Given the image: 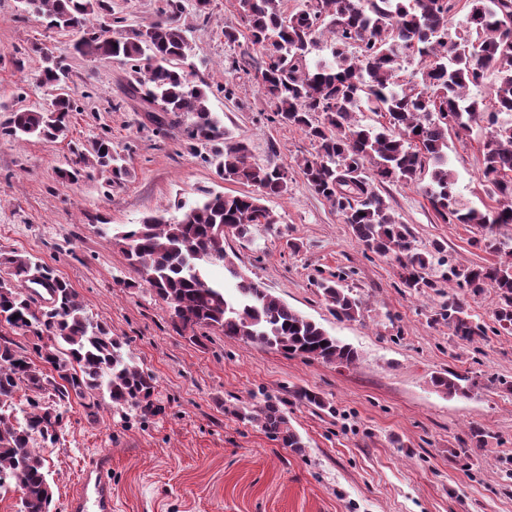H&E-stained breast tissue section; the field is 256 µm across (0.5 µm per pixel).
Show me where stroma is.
<instances>
[{"mask_svg": "<svg viewBox=\"0 0 512 512\" xmlns=\"http://www.w3.org/2000/svg\"><path fill=\"white\" fill-rule=\"evenodd\" d=\"M184 22L210 111L246 142L253 161L288 172L287 192L265 201L276 223L254 226L244 239L227 236L228 258L357 358L325 363L206 327L194 342L172 330L168 305L113 235L150 214L176 217V202L193 200L197 187L240 194L246 185L219 180L180 133H156L126 94L129 66L75 54L72 33L48 27L22 0H0V123L9 110L50 98L36 81V44L65 58L78 106L56 141L0 133V250L53 267L157 380V411L146 417L106 409L90 417L74 398L62 405L59 439L44 446L58 512H67L83 463L100 453L112 456L113 512H512V392L503 386L512 380V333L492 318L494 291L464 297L485 337L450 335L434 319L448 282L416 293L402 284L394 260L365 251L296 164L312 153L309 138L274 120L255 66L233 70L253 49L234 0H210L205 18L187 8ZM228 23L239 31L232 44L223 34ZM16 57L22 66L13 65ZM99 137L111 139L130 178L119 186L105 173L59 179L73 149L89 150ZM485 140L479 125L448 138L458 195L478 208L490 203L480 179ZM381 191L417 248L440 241L450 264L490 262L474 245L481 227L443 223L420 186L391 183ZM338 275L362 301L356 320L336 318L315 286ZM449 370L471 378L467 394L433 386V376ZM302 388L320 392L325 408L291 399ZM270 397L285 400L302 451L238 418ZM474 426L487 433L479 448L469 440Z\"/></svg>", "mask_w": 512, "mask_h": 512, "instance_id": "stroma-1", "label": "stroma"}]
</instances>
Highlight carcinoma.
<instances>
[{"instance_id": "cac0c4a2", "label": "carcinoma", "mask_w": 512, "mask_h": 512, "mask_svg": "<svg viewBox=\"0 0 512 512\" xmlns=\"http://www.w3.org/2000/svg\"><path fill=\"white\" fill-rule=\"evenodd\" d=\"M41 13L49 27L74 31V49L131 65L129 92L147 107L156 130L182 131L189 145L206 150L202 160L227 182L249 184L257 193L224 194L208 187L201 198L176 205L180 216L145 217L136 227L113 236L129 265L170 309L178 335L196 338L207 326L225 337L286 355L351 364L355 350L320 324L289 308L261 283L232 267L224 252L226 233L244 238L256 224H274L265 196L288 189L284 169L250 161L248 146L229 136L207 106L208 82L188 62L190 46L184 0H160L157 18L146 30L116 33L111 0H23ZM459 0H307L284 13L282 0H235V11L248 26L251 43L262 51L258 67L261 92L279 122L297 127L312 141L315 153L299 168L316 194L329 202L350 226L364 249L398 263L402 283L419 293L433 287L426 271L442 267L441 277L474 295L490 287L497 301L495 323L512 330V245L499 227L512 224V0H467L462 22L455 20ZM330 58L310 60L324 39ZM471 44L476 57L462 52ZM37 81L56 91L47 109L13 110L0 132L18 141L57 140L66 136L74 102L65 92L69 72L48 47L39 48ZM496 72L493 105L485 109L469 88ZM357 112L387 117L380 126L362 125ZM485 124L481 179L496 206L485 210L461 204L455 176L448 168V131L467 132ZM431 207L448 224H477L474 241L497 257L489 264L447 265L443 245L419 250L408 227L399 223L377 186L415 182L424 171ZM112 175L121 184L131 171L100 137L91 150L77 154L73 165L58 172L74 182L94 173ZM222 263L237 279L236 293L208 282L204 268ZM0 264L12 276L0 280V319L36 337V358L16 341L0 336V492L19 494V512H53V489L47 459L36 438L54 441L62 404L76 397L87 415L103 406L118 411H153L154 375L123 351V342L107 325L95 321L71 284L53 271L15 252H1ZM38 280L50 288L43 305L28 291ZM317 288L331 312L353 320L362 302L341 280L323 279ZM451 335L471 341L486 335L470 319L457 296L436 311ZM466 377L448 371L433 383L446 394L464 392ZM25 389L23 419L2 413ZM286 401L268 399L246 407L239 416L258 422L294 451L301 437L288 427Z\"/></svg>"}]
</instances>
